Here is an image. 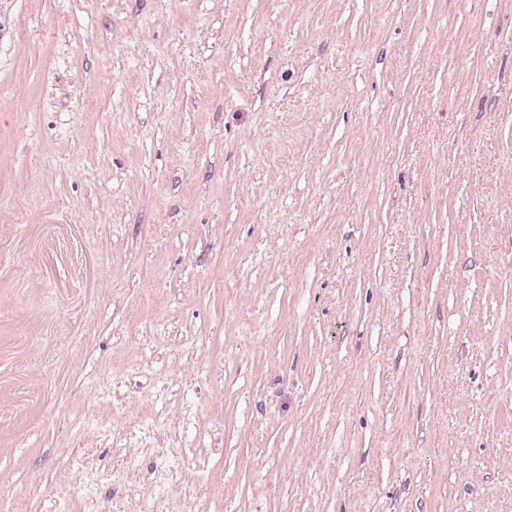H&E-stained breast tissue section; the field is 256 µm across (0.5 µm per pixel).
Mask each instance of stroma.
Segmentation results:
<instances>
[{
    "instance_id": "1",
    "label": "stroma",
    "mask_w": 512,
    "mask_h": 512,
    "mask_svg": "<svg viewBox=\"0 0 512 512\" xmlns=\"http://www.w3.org/2000/svg\"><path fill=\"white\" fill-rule=\"evenodd\" d=\"M0 512H512V0H0Z\"/></svg>"
}]
</instances>
